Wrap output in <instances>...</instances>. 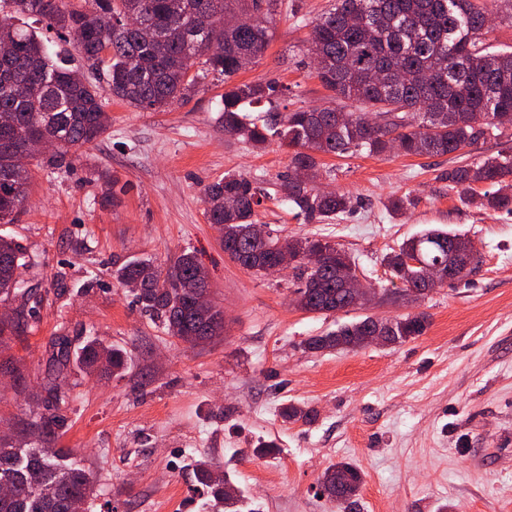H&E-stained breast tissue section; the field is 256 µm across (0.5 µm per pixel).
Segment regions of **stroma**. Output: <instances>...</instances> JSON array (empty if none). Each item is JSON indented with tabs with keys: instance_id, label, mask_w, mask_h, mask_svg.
Segmentation results:
<instances>
[{
	"instance_id": "stroma-1",
	"label": "stroma",
	"mask_w": 512,
	"mask_h": 512,
	"mask_svg": "<svg viewBox=\"0 0 512 512\" xmlns=\"http://www.w3.org/2000/svg\"><path fill=\"white\" fill-rule=\"evenodd\" d=\"M335 0H282L273 40L247 82L287 87V109L329 98L305 47L306 25ZM224 84L211 76L187 101L143 112L108 101L110 127L70 167L33 173L27 207L0 233L36 261L26 272L33 326L0 337V434L24 441L28 411L58 415L52 448L90 468L99 495L89 512H210L194 463L210 460L255 512H512V215L465 204L442 174L512 149L487 138L445 156H322L319 185L357 199L352 212L306 223L279 190L288 151L256 150L225 135ZM260 179L255 221L281 237L335 243L376 288L370 305L320 316L298 309L291 275H259L232 261L205 217L203 191L225 173ZM410 198L401 215L390 199ZM445 228L477 250L466 280L407 301L384 259L407 239ZM193 252L224 334L189 345L143 314L116 266ZM421 313L422 335L355 351L315 350L311 338L366 315ZM124 349L115 375L53 361L58 340L79 353L89 339ZM69 396L55 405L43 385ZM309 415L287 421V405ZM276 449L258 454L260 444ZM346 462L362 475L347 504L319 482Z\"/></svg>"
}]
</instances>
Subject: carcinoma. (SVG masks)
I'll use <instances>...</instances> for the list:
<instances>
[{"label": "carcinoma", "instance_id": "cac0c4a2", "mask_svg": "<svg viewBox=\"0 0 512 512\" xmlns=\"http://www.w3.org/2000/svg\"><path fill=\"white\" fill-rule=\"evenodd\" d=\"M279 0H0V223L11 224L25 209L30 193V167L15 156L32 144L51 140L50 154L32 152L29 161L68 167L79 149L99 141L110 116L103 100L110 96L147 112H166L187 100L214 74L224 78L220 108L224 134L255 148L275 139L290 149L288 167L307 172V180L288 177L280 190L298 214L320 223L355 207L353 196L323 193L316 185L318 155L382 156L391 152L394 132L400 153L407 156L453 154L487 137L503 138L492 121L499 112L512 113V51L483 46L485 13L497 0H336L327 14L310 23L307 52L314 59L323 87L342 102L336 107L299 108L283 114L277 103L283 88L274 83L234 82L241 61L257 62L273 37ZM249 11L255 25L227 26L224 16ZM33 20V24L21 18ZM42 24L65 41L74 36L81 64L49 47L37 33ZM212 45L222 47L209 53ZM268 106L252 118L247 109ZM382 119L373 126L369 118ZM512 153L465 163L441 174L461 189L463 200L495 212L512 213ZM489 189L476 194L474 185ZM264 189L243 173H227L207 186L204 203L209 223L222 226L224 253L257 274L278 259L280 237L264 241L249 233ZM463 236L428 229L403 242L387 257L392 278L423 295L422 268L406 264L414 254L424 262L447 259ZM300 254L317 250L326 262L314 269L298 263L292 275L300 282L297 306L328 316L350 310L345 280L356 273L355 261L320 238L288 240ZM30 265L24 248L0 235V302L18 296ZM113 276L120 284L141 281L136 293L141 309L159 319L167 332L191 345L224 333V311L214 304L200 308L197 299L208 291V273L192 253L166 264L149 259L128 261ZM380 319L366 315L324 336L309 340L311 349L359 348L360 336ZM392 343L421 335L422 314L386 321ZM79 364L91 373L102 366L119 372L126 352L89 339ZM61 419L29 416L28 447L0 439V512H88L97 497L93 475L69 462L68 448H48L45 440ZM197 477L224 512H240L238 489L224 479L220 465L200 461ZM348 472L347 493L359 488L356 468L339 463L328 468L320 486L333 498L336 475Z\"/></svg>", "mask_w": 512, "mask_h": 512}]
</instances>
